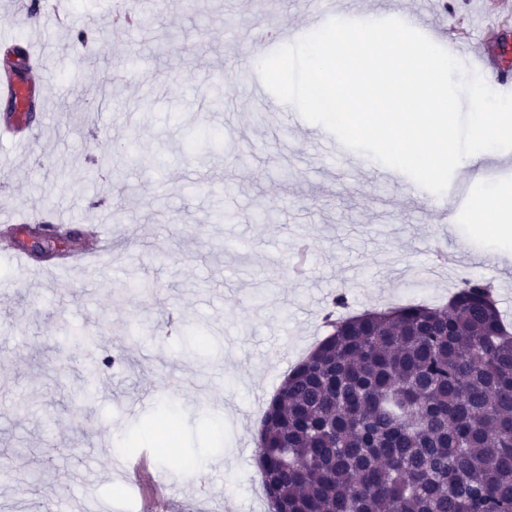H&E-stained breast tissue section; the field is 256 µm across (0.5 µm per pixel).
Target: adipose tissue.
Instances as JSON below:
<instances>
[{
  "mask_svg": "<svg viewBox=\"0 0 512 512\" xmlns=\"http://www.w3.org/2000/svg\"><path fill=\"white\" fill-rule=\"evenodd\" d=\"M472 221L484 228L503 262L512 261V184L496 185L472 203Z\"/></svg>",
  "mask_w": 512,
  "mask_h": 512,
  "instance_id": "obj_1",
  "label": "adipose tissue"
}]
</instances>
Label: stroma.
<instances>
[{"label": "stroma", "mask_w": 512, "mask_h": 512, "mask_svg": "<svg viewBox=\"0 0 512 512\" xmlns=\"http://www.w3.org/2000/svg\"><path fill=\"white\" fill-rule=\"evenodd\" d=\"M84 42L35 28L17 0H0V34L51 56L52 99L23 159L0 144V219L52 211L83 238L102 228L112 255L79 269L20 265L0 250V512H142L158 497L184 512H270L255 464V432L289 369L326 335L320 315L339 292L349 314L397 306L429 289L447 302L482 277L489 243L468 221L478 189L512 181V151L456 168L455 200L405 174L371 181L359 152L329 156L330 133L294 115L279 123L238 92L234 119L200 88L233 85L254 25L307 23L297 0H147L150 27L127 32L106 0H65ZM381 19L440 17L424 0H364ZM472 28L464 4L441 17ZM142 60L123 80L120 61ZM111 174L91 178L102 157ZM313 263L290 268L299 240ZM142 281L150 296L113 295ZM84 338L70 342L63 327ZM110 365H101V358ZM180 420L197 461L160 458L151 419ZM138 437L153 488L120 470Z\"/></svg>", "instance_id": "stroma-1"}]
</instances>
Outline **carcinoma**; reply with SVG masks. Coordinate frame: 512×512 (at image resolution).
Instances as JSON below:
<instances>
[{"mask_svg": "<svg viewBox=\"0 0 512 512\" xmlns=\"http://www.w3.org/2000/svg\"><path fill=\"white\" fill-rule=\"evenodd\" d=\"M42 236L47 259L63 234ZM494 285L464 278L444 306L337 317L261 418L256 464L288 512H512V327Z\"/></svg>", "mask_w": 512, "mask_h": 512, "instance_id": "1", "label": "carcinoma"}]
</instances>
